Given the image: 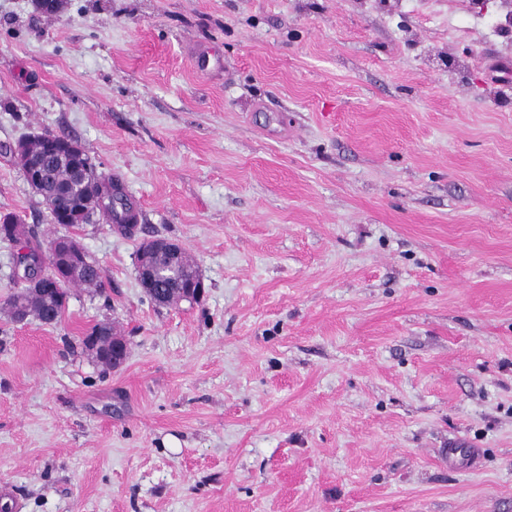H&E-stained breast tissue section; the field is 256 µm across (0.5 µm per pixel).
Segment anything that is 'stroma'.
I'll return each instance as SVG.
<instances>
[{"instance_id":"1","label":"stroma","mask_w":512,"mask_h":512,"mask_svg":"<svg viewBox=\"0 0 512 512\" xmlns=\"http://www.w3.org/2000/svg\"><path fill=\"white\" fill-rule=\"evenodd\" d=\"M46 130L137 234L51 223L11 153ZM6 213L104 288L0 309V506L512 512V0H0ZM153 234L201 302L144 295ZM96 190L99 199L104 202L102 207L106 211L104 213L109 217L111 223L109 227L111 230L112 226L119 231L124 228L125 224H133L135 222L136 216L133 212V207L125 198L121 189L116 188L112 175L99 171ZM112 222L114 223L113 225ZM183 246L172 240L147 238L144 240L137 258L139 283L142 287H151L156 280L159 270L156 264L157 257L163 252H171L172 264L178 258L179 250Z\"/></svg>"}]
</instances>
